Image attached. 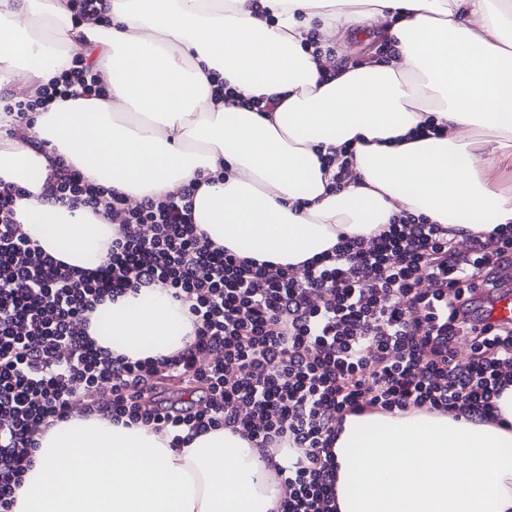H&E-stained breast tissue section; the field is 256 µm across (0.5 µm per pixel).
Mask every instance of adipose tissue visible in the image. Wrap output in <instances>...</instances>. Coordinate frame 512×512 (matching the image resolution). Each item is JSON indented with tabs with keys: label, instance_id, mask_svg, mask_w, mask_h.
Listing matches in <instances>:
<instances>
[{
	"label": "adipose tissue",
	"instance_id": "ef3b65f1",
	"mask_svg": "<svg viewBox=\"0 0 512 512\" xmlns=\"http://www.w3.org/2000/svg\"><path fill=\"white\" fill-rule=\"evenodd\" d=\"M110 26L70 0H0V90L37 95L75 53L103 87L35 113L1 112L0 182L27 190L16 217L45 252L84 270L111 223L43 200L53 150L91 183L137 204L199 182L194 221L217 245L300 267L339 235L371 237L404 214L490 232L512 192L486 176L512 152V0H106ZM387 25L386 63L335 68L304 50ZM274 97L271 112L248 100ZM438 134H418L427 120ZM351 146L349 176L324 155ZM186 310L161 287L96 310L89 333L130 359L189 343ZM506 426L410 413L347 417L336 440L338 512H512V386ZM172 436L99 416L45 433L13 512H273L281 479L231 431Z\"/></svg>",
	"mask_w": 512,
	"mask_h": 512
}]
</instances>
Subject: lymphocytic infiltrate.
<instances>
[{"label":"lymphocytic infiltrate","mask_w":512,"mask_h":512,"mask_svg":"<svg viewBox=\"0 0 512 512\" xmlns=\"http://www.w3.org/2000/svg\"><path fill=\"white\" fill-rule=\"evenodd\" d=\"M84 57L15 98L28 118L55 100L99 96ZM47 201L112 219L117 236L87 271L46 253L15 217L24 189L0 183V512L39 438L72 415L172 433L173 445L224 428L262 452L286 451L274 512H338L334 450L349 415L410 411L501 425L512 386V325L483 323L476 289L512 265V225L471 235L407 215L370 239L340 237L301 268L256 262L198 232V184L128 207L48 155ZM187 309L193 341L171 356L130 359L96 345L98 305L155 285ZM470 354L459 360L456 345Z\"/></svg>","instance_id":"1"}]
</instances>
